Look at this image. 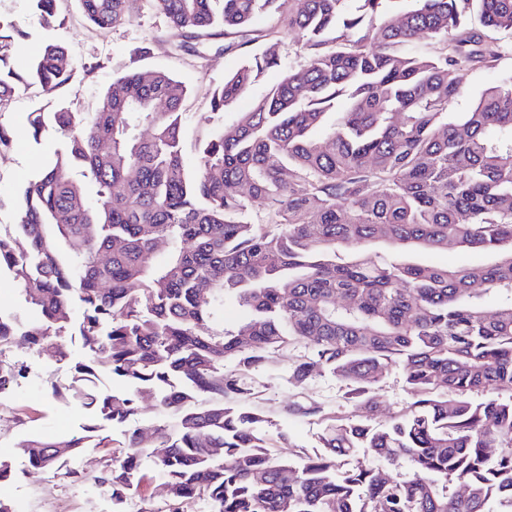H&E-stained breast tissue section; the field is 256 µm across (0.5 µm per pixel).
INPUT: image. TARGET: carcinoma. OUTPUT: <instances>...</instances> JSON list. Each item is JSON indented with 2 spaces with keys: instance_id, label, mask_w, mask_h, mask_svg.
Returning a JSON list of instances; mask_svg holds the SVG:
<instances>
[{
  "instance_id": "1",
  "label": "carcinoma",
  "mask_w": 512,
  "mask_h": 512,
  "mask_svg": "<svg viewBox=\"0 0 512 512\" xmlns=\"http://www.w3.org/2000/svg\"><path fill=\"white\" fill-rule=\"evenodd\" d=\"M32 2L55 26L57 0ZM154 2L178 31L224 36L226 52L264 38L212 91L218 119L280 64L284 39L306 60L233 125L196 138L190 156L188 88L165 71L113 80L96 112L33 113L34 137L50 123L62 140L24 188L13 231L0 233V273L26 307L0 310V351L17 336L41 346L67 333L76 299L89 361L68 388L87 410L82 433L21 441L30 472L110 445L101 484L122 503L138 487L145 437L100 431L148 397L172 419L152 432L170 500L153 512L200 501L210 512H512V395L471 399L512 392V76L471 111L448 112L470 65L509 49L488 32L512 34V0ZM80 4L101 28L129 16L130 0ZM261 13L280 18L262 35ZM24 36L0 19V105L29 79L49 94L69 80L58 43L18 63ZM422 39L433 54L416 49ZM450 247L492 262L405 259ZM228 300L247 312L234 331L214 327ZM298 343L295 383L326 368L372 410L368 394L398 365L410 400L384 426L295 408L327 421L321 449L295 466L224 359L248 372ZM101 370L125 390L97 389ZM22 376L0 360V394Z\"/></svg>"
}]
</instances>
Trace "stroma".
I'll use <instances>...</instances> for the list:
<instances>
[{
	"mask_svg": "<svg viewBox=\"0 0 512 512\" xmlns=\"http://www.w3.org/2000/svg\"><path fill=\"white\" fill-rule=\"evenodd\" d=\"M61 20L54 28H43L31 0H0V18L25 31L15 44L17 59L34 58L46 41L61 44L75 70L70 87L49 94L35 83L19 86L0 105V122L12 132V145L0 151V230H11L16 221V203L28 181L40 170L61 138L55 129H47L33 139L29 119L35 112H51L66 104L81 112H93L100 106L107 86L116 77L130 71L164 70L188 87L183 110L187 143L208 129L211 112L209 94L223 83L225 74L236 70L244 58L261 51L262 43L225 51L220 36L195 41L191 52L181 51L180 32L172 29L152 0H135L130 16L109 28L89 24L79 0H57ZM281 64L266 70L248 93L224 112L225 125L235 123L239 113L251 109L283 76L284 70L304 62L305 55L295 39L279 47ZM512 74V53L498 61L478 63L465 76V89L453 109L468 111L481 92ZM68 357L57 360L50 351H37L24 341L0 351V360L25 370L16 386L0 395V457L12 463L10 480L0 482V500L11 503L15 512H154L165 502L164 479L153 459L143 461L145 478L139 491L128 496L122 508L98 483L112 462L108 448H87L70 464L69 471H51L30 476L28 463L17 450L29 436L52 432L72 435L79 432L86 416L63 390L71 383L75 363L86 361L87 352L77 336L61 337ZM296 351L275 356L268 364L247 373L246 381L254 391L253 401L268 419L266 433L276 442L275 450L292 463L302 453L319 445L325 423L317 417L289 413V404L315 403L326 413L382 425L407 402L408 394L400 368H389L372 392L376 410L350 398V387L328 370L310 373L303 385L292 380ZM287 444H280V437Z\"/></svg>",
	"mask_w": 512,
	"mask_h": 512,
	"instance_id": "1",
	"label": "stroma"
}]
</instances>
